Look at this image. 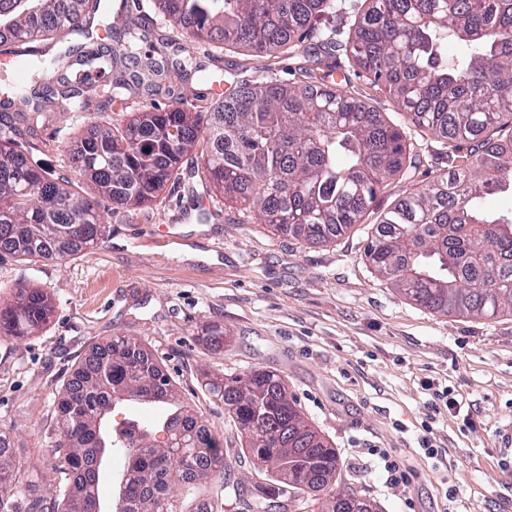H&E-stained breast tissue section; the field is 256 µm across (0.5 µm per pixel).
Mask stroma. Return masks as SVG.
<instances>
[{
    "mask_svg": "<svg viewBox=\"0 0 512 512\" xmlns=\"http://www.w3.org/2000/svg\"><path fill=\"white\" fill-rule=\"evenodd\" d=\"M141 3L140 16L150 19L148 43L165 67L159 92L112 103L90 88L85 113L47 112L34 128L13 116L45 167L72 175L65 148L90 119L120 123L154 104L173 107L191 90L207 98L208 84L179 68L185 39L157 17L153 0ZM103 37L113 47L122 44L119 31L98 26L61 38L47 62L75 77L62 54L80 56ZM194 51L201 72L219 81L285 80L289 69L305 63L283 54H225L199 43ZM349 77L354 97L404 128L421 165L389 181L361 224L335 242L311 246L259 223H236L230 209L216 217L190 206L188 189L196 180L186 175L153 208L114 210L105 237L88 252L34 264L0 253V306L22 286L42 289L53 303L49 322L35 335L0 336V428L9 430L21 469L18 504L56 512L63 486L53 455L58 400L91 348L119 335L155 357L176 381L180 402L223 445L225 478L175 489L181 512H196L203 501L214 512H238L235 493H249L260 481L251 457L240 452L242 433L204 388L207 375L255 368L286 380L336 449L347 486L380 512H512V452L500 443L501 428L512 422V316L433 314L370 273L364 246L372 225L413 188L446 173L448 161L443 143L408 124L396 99L368 74ZM206 322L223 326L222 350L199 340ZM427 381L449 388L470 412L466 420L445 412L434 423L431 440L444 454L439 464L420 448ZM375 448L389 449L410 471L409 486L385 487ZM451 486L459 494L449 502Z\"/></svg>",
    "mask_w": 512,
    "mask_h": 512,
    "instance_id": "35a3bbf8",
    "label": "stroma"
}]
</instances>
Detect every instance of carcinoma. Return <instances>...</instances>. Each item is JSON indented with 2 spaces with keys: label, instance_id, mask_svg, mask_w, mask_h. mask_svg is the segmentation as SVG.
<instances>
[{
  "label": "carcinoma",
  "instance_id": "obj_1",
  "mask_svg": "<svg viewBox=\"0 0 512 512\" xmlns=\"http://www.w3.org/2000/svg\"><path fill=\"white\" fill-rule=\"evenodd\" d=\"M101 0H0V47L35 37L43 43L95 20ZM159 15L190 41L261 57L293 56L336 9L335 0H154ZM344 45L326 42L309 53L302 84L276 77L237 81L223 103L138 112L123 126L96 122L69 145L75 178L94 186L98 200L72 190L76 182L42 168L0 121V253L22 260L62 259L94 248L118 206H148L181 180L196 158L210 196L237 206L239 223L256 212L271 233L326 245L361 223L384 184L408 170L399 128L329 78L343 49L384 87L409 123L448 145V173L414 188L381 215L364 257L373 272L428 311L494 319L512 314V209L489 213L482 199L512 198V0H363ZM124 45L86 52L102 93L114 100L132 90L121 70L137 56L141 25L123 2ZM458 57L448 64L447 47ZM33 82L43 57L26 56ZM164 75L153 59L135 84L148 90ZM85 86L62 83L45 105L63 112L81 106ZM53 313L40 288L20 289L0 309V335L33 336ZM217 322L199 339L224 347ZM238 424L265 481L244 512H270L278 498L309 512H340L341 462L309 424L285 380L271 370L217 373L204 383ZM122 404L161 408L146 424L112 425ZM66 482L60 512H105L100 469L114 450L125 454L110 512H180L172 491L224 470L218 439L177 399L172 379L152 355L126 336L93 347L67 381L57 406ZM165 434L159 442L155 435ZM9 431L0 429V512H18L20 484Z\"/></svg>",
  "mask_w": 512,
  "mask_h": 512
}]
</instances>
